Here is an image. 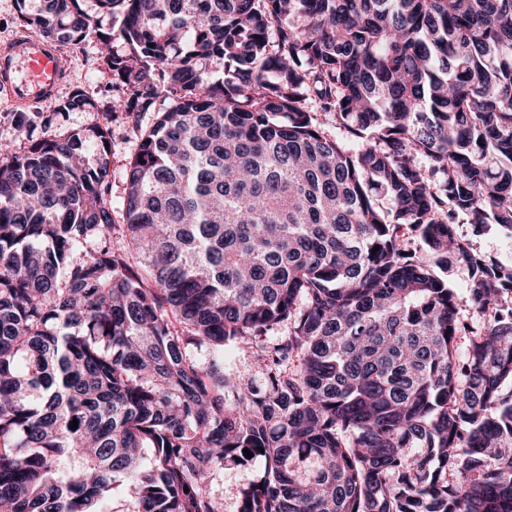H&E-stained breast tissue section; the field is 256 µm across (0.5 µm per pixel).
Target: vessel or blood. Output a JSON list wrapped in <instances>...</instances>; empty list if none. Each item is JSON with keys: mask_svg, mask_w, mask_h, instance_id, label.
Masks as SVG:
<instances>
[{"mask_svg": "<svg viewBox=\"0 0 512 512\" xmlns=\"http://www.w3.org/2000/svg\"><path fill=\"white\" fill-rule=\"evenodd\" d=\"M64 76V62L49 42L20 36L0 46V93L15 106L52 98Z\"/></svg>", "mask_w": 512, "mask_h": 512, "instance_id": "1", "label": "vessel or blood"}]
</instances>
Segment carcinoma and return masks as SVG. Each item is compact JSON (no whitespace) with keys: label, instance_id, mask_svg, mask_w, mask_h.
<instances>
[{"label":"carcinoma","instance_id":"cac0c4a2","mask_svg":"<svg viewBox=\"0 0 512 512\" xmlns=\"http://www.w3.org/2000/svg\"><path fill=\"white\" fill-rule=\"evenodd\" d=\"M83 2L154 119L121 224L103 129L0 145V512H512V0ZM457 222L459 232L463 236L470 238L475 247L481 252L499 259L502 263L511 264L512 248L510 250L508 244L510 242L512 243V240L509 239L501 229L492 227L485 234L473 237L471 235L470 225L463 224L466 222L464 216L459 215ZM264 467L261 461L250 463L246 467L224 469L211 477L212 489L226 501V507L234 510V493L238 487L258 482L263 476Z\"/></svg>","mask_w":512,"mask_h":512}]
</instances>
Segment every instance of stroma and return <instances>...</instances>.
I'll use <instances>...</instances> for the list:
<instances>
[{
    "label": "stroma",
    "instance_id": "35a3bbf8",
    "mask_svg": "<svg viewBox=\"0 0 512 512\" xmlns=\"http://www.w3.org/2000/svg\"><path fill=\"white\" fill-rule=\"evenodd\" d=\"M67 76L56 98L38 102L25 112H18L6 97L0 95V141L10 142L16 153L26 151L30 138L61 134L71 129L98 125L106 128L111 148L112 169V216L121 220L124 194V172L127 162L135 154L140 135L153 122L152 114H145L140 121L115 113L111 103L119 92L112 84V76L104 67L96 41L88 39L77 44L58 46ZM80 89L93 99V109L69 112L61 115L51 126H44L45 116L55 112L60 100L66 99L73 90ZM26 122V131H19V122Z\"/></svg>",
    "mask_w": 512,
    "mask_h": 512
}]
</instances>
